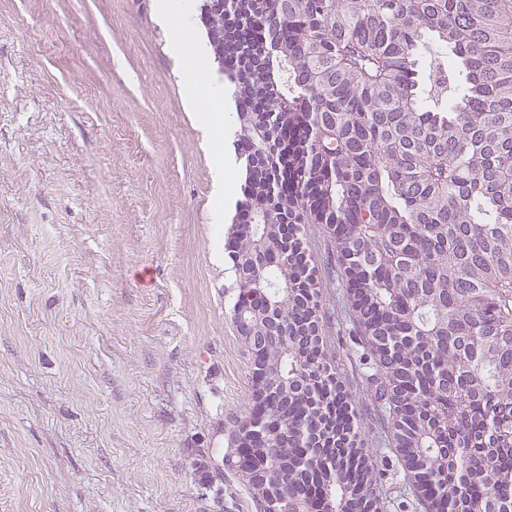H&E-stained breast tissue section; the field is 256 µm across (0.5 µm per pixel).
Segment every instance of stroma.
I'll use <instances>...</instances> for the list:
<instances>
[{
    "label": "stroma",
    "mask_w": 512,
    "mask_h": 512,
    "mask_svg": "<svg viewBox=\"0 0 512 512\" xmlns=\"http://www.w3.org/2000/svg\"><path fill=\"white\" fill-rule=\"evenodd\" d=\"M155 0H0V512H257L224 465L252 395L224 242L242 197L232 96L206 133ZM232 188L213 223L209 135ZM302 233L382 512L403 471L350 337L325 227Z\"/></svg>",
    "instance_id": "stroma-1"
}]
</instances>
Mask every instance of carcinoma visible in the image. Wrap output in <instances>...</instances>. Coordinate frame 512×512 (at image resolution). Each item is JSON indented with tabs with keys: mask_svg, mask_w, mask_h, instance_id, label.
<instances>
[{
	"mask_svg": "<svg viewBox=\"0 0 512 512\" xmlns=\"http://www.w3.org/2000/svg\"><path fill=\"white\" fill-rule=\"evenodd\" d=\"M232 87L245 170L225 243L234 319L266 396L227 427L224 462L281 512H381V474L323 336L301 233L332 235L368 396L424 510L512 512V0H201ZM448 66L420 96V47ZM276 457L236 453L251 433Z\"/></svg>",
	"mask_w": 512,
	"mask_h": 512,
	"instance_id": "carcinoma-1",
	"label": "carcinoma"
}]
</instances>
